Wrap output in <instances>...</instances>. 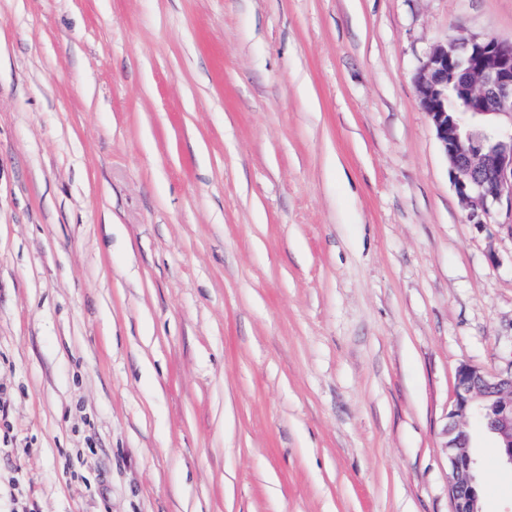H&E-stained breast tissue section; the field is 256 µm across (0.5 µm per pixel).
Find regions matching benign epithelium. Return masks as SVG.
I'll return each mask as SVG.
<instances>
[{
	"mask_svg": "<svg viewBox=\"0 0 512 512\" xmlns=\"http://www.w3.org/2000/svg\"><path fill=\"white\" fill-rule=\"evenodd\" d=\"M416 87L468 221L485 224L497 207L512 225V41L463 37L438 45L423 62ZM450 92L465 110H448ZM466 416L498 438L501 457L512 465V368L487 373L464 364L457 370L444 442L451 512H481L469 438L458 425Z\"/></svg>",
	"mask_w": 512,
	"mask_h": 512,
	"instance_id": "obj_1",
	"label": "benign epithelium"
}]
</instances>
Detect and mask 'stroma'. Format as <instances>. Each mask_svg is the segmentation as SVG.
I'll use <instances>...</instances> for the list:
<instances>
[{"label":"stroma","mask_w":512,"mask_h":512,"mask_svg":"<svg viewBox=\"0 0 512 512\" xmlns=\"http://www.w3.org/2000/svg\"><path fill=\"white\" fill-rule=\"evenodd\" d=\"M462 35L512 0H0V512H451L457 369L512 367L416 89Z\"/></svg>","instance_id":"35a3bbf8"}]
</instances>
